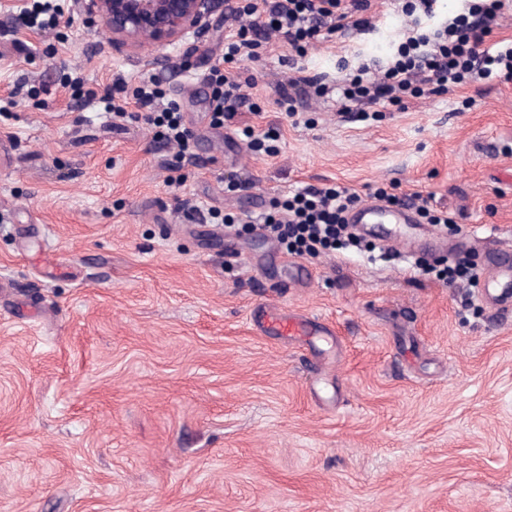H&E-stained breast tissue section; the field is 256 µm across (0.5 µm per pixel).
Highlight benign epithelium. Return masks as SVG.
Here are the masks:
<instances>
[{"label": "benign epithelium", "mask_w": 512, "mask_h": 512, "mask_svg": "<svg viewBox=\"0 0 512 512\" xmlns=\"http://www.w3.org/2000/svg\"><path fill=\"white\" fill-rule=\"evenodd\" d=\"M232 7V0H72V10L102 20L116 52L152 45L187 54Z\"/></svg>", "instance_id": "obj_1"}]
</instances>
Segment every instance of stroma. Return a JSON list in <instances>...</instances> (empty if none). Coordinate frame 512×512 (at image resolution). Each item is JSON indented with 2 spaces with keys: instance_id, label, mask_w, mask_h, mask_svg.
Returning <instances> with one entry per match:
<instances>
[{
  "instance_id": "stroma-1",
  "label": "stroma",
  "mask_w": 512,
  "mask_h": 512,
  "mask_svg": "<svg viewBox=\"0 0 512 512\" xmlns=\"http://www.w3.org/2000/svg\"><path fill=\"white\" fill-rule=\"evenodd\" d=\"M58 3L33 31L26 0H0V512H512V312L376 235L312 259L224 228L303 186L391 183L454 214L420 221L436 237L512 241V81L350 118L312 89L295 115L276 103L289 78L386 66L408 25L464 0L417 21L372 0L370 33L262 44L239 64L249 107L220 123L224 25L188 56H127ZM150 78L195 134L178 169L155 127L113 128L100 101ZM263 304L329 324L326 359L264 335Z\"/></svg>"
}]
</instances>
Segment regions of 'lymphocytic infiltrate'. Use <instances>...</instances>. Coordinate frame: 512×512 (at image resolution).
<instances>
[{
	"mask_svg": "<svg viewBox=\"0 0 512 512\" xmlns=\"http://www.w3.org/2000/svg\"><path fill=\"white\" fill-rule=\"evenodd\" d=\"M371 6L372 0H247L246 5L236 7L234 16L241 24L225 35L224 64L213 67L209 76L215 120L238 111L246 102L242 83L229 71V64L253 58L254 48L274 37L301 52L311 43L348 29L368 31ZM503 6L504 0H469L466 13L441 23L431 33L406 29L385 69L375 72L365 65L337 81V111L355 112L380 102L400 105L405 99L422 96L428 87L441 94L474 74L511 81L512 45L492 39ZM119 93L134 100L138 109L160 111L161 138L177 146V159L191 158L192 133L176 104L157 109L161 93L155 84L142 81L131 87L120 83L106 92L102 98L106 110L122 117L124 106L115 100ZM360 201V195L346 186H307L279 203L276 213L262 216V228L301 256L344 249L357 242L347 232L346 215Z\"/></svg>",
	"mask_w": 512,
	"mask_h": 512,
	"instance_id": "1",
	"label": "lymphocytic infiltrate"
}]
</instances>
